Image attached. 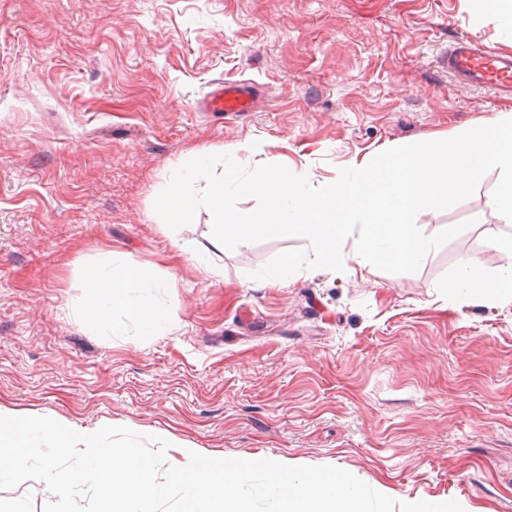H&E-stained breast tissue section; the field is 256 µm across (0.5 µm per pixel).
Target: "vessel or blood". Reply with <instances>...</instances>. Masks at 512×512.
Here are the masks:
<instances>
[{
	"instance_id": "obj_1",
	"label": "vessel or blood",
	"mask_w": 512,
	"mask_h": 512,
	"mask_svg": "<svg viewBox=\"0 0 512 512\" xmlns=\"http://www.w3.org/2000/svg\"><path fill=\"white\" fill-rule=\"evenodd\" d=\"M448 69L460 83L489 85L512 94V54L478 46L467 40L448 48ZM257 101L256 88L247 81H224L207 93L202 107L208 112H248Z\"/></svg>"
}]
</instances>
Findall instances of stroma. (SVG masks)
<instances>
[{"instance_id": "stroma-1", "label": "stroma", "mask_w": 512, "mask_h": 512, "mask_svg": "<svg viewBox=\"0 0 512 512\" xmlns=\"http://www.w3.org/2000/svg\"><path fill=\"white\" fill-rule=\"evenodd\" d=\"M460 39L512 49L491 0H0V405L512 512V304L452 307L446 288L461 258L512 265L489 245L512 235L497 171L418 213L425 234L465 229L406 274L357 266L347 242L343 271L255 280L308 241L221 251L208 209L177 230L154 209L201 153L234 145L321 187L511 112L449 73ZM220 79L254 82L258 109L199 111ZM116 257L154 274L166 329L85 322L83 279Z\"/></svg>"}]
</instances>
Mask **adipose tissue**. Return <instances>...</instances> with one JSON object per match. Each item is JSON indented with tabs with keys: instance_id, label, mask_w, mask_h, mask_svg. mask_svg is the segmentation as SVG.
<instances>
[{
	"instance_id": "1",
	"label": "adipose tissue",
	"mask_w": 512,
	"mask_h": 512,
	"mask_svg": "<svg viewBox=\"0 0 512 512\" xmlns=\"http://www.w3.org/2000/svg\"><path fill=\"white\" fill-rule=\"evenodd\" d=\"M83 317L90 325L119 336L124 332L113 316L121 312L136 320L140 333L155 335L168 323L164 307L139 301L138 296L152 286L149 270L125 265L113 272L104 268L92 270L85 278ZM449 305L468 300L480 304L512 303V265L486 276L476 259L465 257L459 262L457 275L449 283Z\"/></svg>"
}]
</instances>
